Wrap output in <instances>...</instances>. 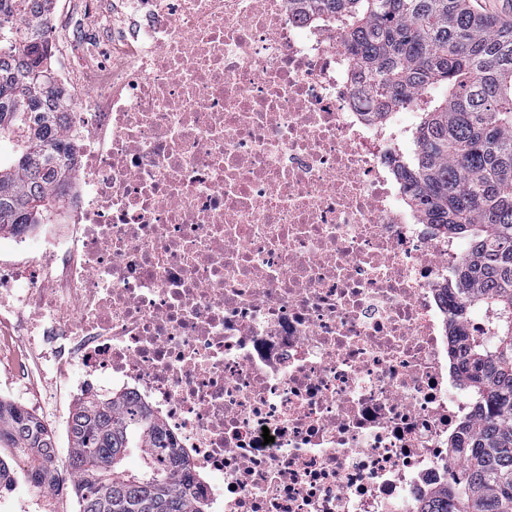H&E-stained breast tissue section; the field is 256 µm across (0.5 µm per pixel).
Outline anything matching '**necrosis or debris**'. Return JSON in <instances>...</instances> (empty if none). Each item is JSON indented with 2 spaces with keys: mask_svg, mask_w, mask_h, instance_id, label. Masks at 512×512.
Segmentation results:
<instances>
[{
  "mask_svg": "<svg viewBox=\"0 0 512 512\" xmlns=\"http://www.w3.org/2000/svg\"><path fill=\"white\" fill-rule=\"evenodd\" d=\"M85 2L111 51L53 71L79 170L0 308L53 283L50 358L159 417L211 512H419L476 402L443 288L467 247L391 180L404 110L371 118L288 0Z\"/></svg>",
  "mask_w": 512,
  "mask_h": 512,
  "instance_id": "necrosis-or-debris-1",
  "label": "necrosis or debris"
}]
</instances>
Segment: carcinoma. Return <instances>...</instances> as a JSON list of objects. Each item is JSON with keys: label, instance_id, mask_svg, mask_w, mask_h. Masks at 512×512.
<instances>
[{"label": "carcinoma", "instance_id": "cac0c4a2", "mask_svg": "<svg viewBox=\"0 0 512 512\" xmlns=\"http://www.w3.org/2000/svg\"><path fill=\"white\" fill-rule=\"evenodd\" d=\"M49 0H0V232L49 224L76 168L66 126L75 95L48 69ZM334 24L375 119L415 108L414 150L394 174L423 224L469 241L447 287L462 383L479 400L451 444L456 465L420 512H512V25L470 0H289ZM477 313L488 332H469ZM68 469L53 481V432L0 402V447L25 460L21 478L74 497L77 512H205L188 457L143 405L83 394L68 421ZM137 456L140 468L125 460Z\"/></svg>", "mask_w": 512, "mask_h": 512}]
</instances>
